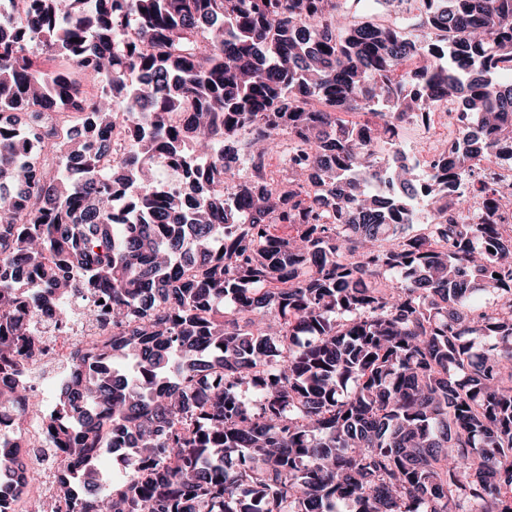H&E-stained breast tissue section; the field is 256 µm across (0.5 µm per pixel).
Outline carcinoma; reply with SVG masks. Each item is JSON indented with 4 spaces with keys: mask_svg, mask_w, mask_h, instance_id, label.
Wrapping results in <instances>:
<instances>
[{
    "mask_svg": "<svg viewBox=\"0 0 512 512\" xmlns=\"http://www.w3.org/2000/svg\"><path fill=\"white\" fill-rule=\"evenodd\" d=\"M388 8L417 10L415 32L344 0L0 18V373L34 356L32 316L110 306L86 308L112 337L75 352L52 411L0 387L65 456L69 512H512V185L467 168L512 169V0ZM443 96L467 122L433 148L435 223L415 224L400 130ZM72 110L84 132L62 156L41 116ZM189 141L208 164L160 194L152 168ZM116 448L127 475L104 489ZM472 177L475 179H483L485 176H493L502 184L510 183L512 179V170L501 169L494 163L488 161L485 156H475L469 163ZM495 172V173H493Z\"/></svg>",
    "mask_w": 512,
    "mask_h": 512,
    "instance_id": "carcinoma-1",
    "label": "carcinoma"
}]
</instances>
